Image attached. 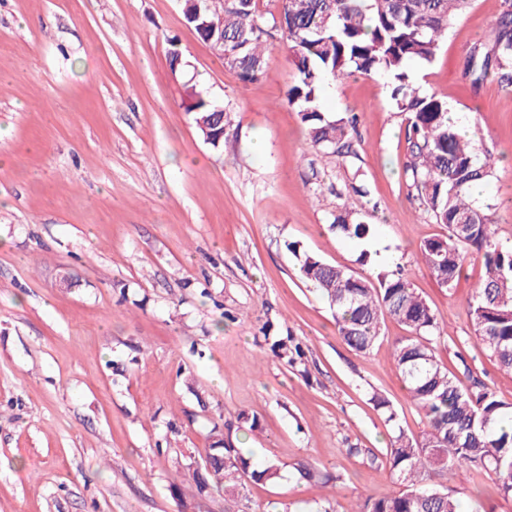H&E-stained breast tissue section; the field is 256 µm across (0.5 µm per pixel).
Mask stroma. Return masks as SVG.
<instances>
[{
    "label": "stroma",
    "mask_w": 512,
    "mask_h": 512,
    "mask_svg": "<svg viewBox=\"0 0 512 512\" xmlns=\"http://www.w3.org/2000/svg\"><path fill=\"white\" fill-rule=\"evenodd\" d=\"M501 6L472 0L408 74L490 150L495 176L475 199L495 203L512 243V91L462 75ZM171 37L189 63L176 74ZM266 62L261 82L239 81L178 0H0V512H224L223 496L190 491L218 441L280 468L248 483L240 512H350L395 492L392 429L371 396L419 437L424 418L390 358L406 330L385 319L370 353L351 350L292 242L361 276L402 269L444 330L443 365L512 402V374L467 316L481 259L449 290L417 258L447 229L407 196L389 85L360 73L326 83L322 111L359 117L345 162L315 150L286 105L295 67L282 40ZM195 88L231 110L221 148L183 108ZM356 170L370 189L356 204L375 227L362 241L329 228ZM300 463L334 482L298 479ZM443 484L464 512H512L468 468Z\"/></svg>",
    "instance_id": "35a3bbf8"
}]
</instances>
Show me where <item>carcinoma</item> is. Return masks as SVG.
<instances>
[{"mask_svg":"<svg viewBox=\"0 0 512 512\" xmlns=\"http://www.w3.org/2000/svg\"><path fill=\"white\" fill-rule=\"evenodd\" d=\"M278 16L267 25L257 0H197L184 21L207 36L224 39V65L240 81H258L266 70L265 49L274 33L288 45L296 79L288 88V106L298 110L312 145L326 155H354L355 116L330 117L320 110L328 78L359 72L379 75L391 86L398 112L407 117V195L418 202L432 223L448 228L447 236L425 241L418 258L445 288L456 286L465 254L482 253L484 275L468 304L474 337L487 356L512 373V244L495 237L492 203H477L472 188L494 177L491 154L479 161L472 139L459 133L448 116V104L435 94L410 88L407 66L432 62L448 32V24L466 11L470 0H280ZM464 75L472 83L491 77L512 89V0L502 10L489 37L472 45ZM186 111L203 139L213 148L230 124L229 109L215 115L214 102L193 91ZM331 229L346 238L363 239L371 227L349 199L336 208ZM296 253L300 277L328 300L336 313L341 340L360 353L369 352L381 337L386 317L399 322L409 336L397 341L391 355L412 404L422 413L425 428L417 438L397 428L387 456L399 489L384 497L367 496L352 512H459L460 503L436 479L453 467H468L492 479L499 494L512 497V402L497 398L484 382L465 371L468 382L448 371L438 359L433 336L442 331L427 304L400 273H379L376 280L355 275L319 257ZM206 458L211 470L193 475L194 497L213 491L239 496L247 481H273V463L250 469L241 452L214 446ZM299 479L327 484L332 476L301 464Z\"/></svg>","mask_w":512,"mask_h":512,"instance_id":"1","label":"carcinoma"}]
</instances>
